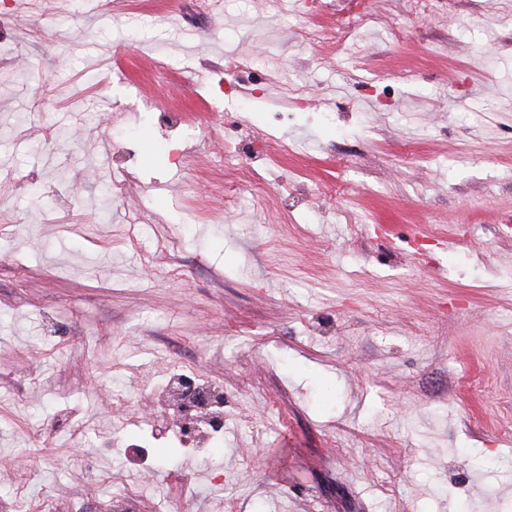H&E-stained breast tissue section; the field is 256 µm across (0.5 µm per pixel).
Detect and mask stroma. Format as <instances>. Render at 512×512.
<instances>
[{
    "label": "stroma",
    "mask_w": 512,
    "mask_h": 512,
    "mask_svg": "<svg viewBox=\"0 0 512 512\" xmlns=\"http://www.w3.org/2000/svg\"><path fill=\"white\" fill-rule=\"evenodd\" d=\"M0 32V499L512 512V0H5ZM178 370L224 395L197 453L138 398Z\"/></svg>",
    "instance_id": "stroma-1"
}]
</instances>
